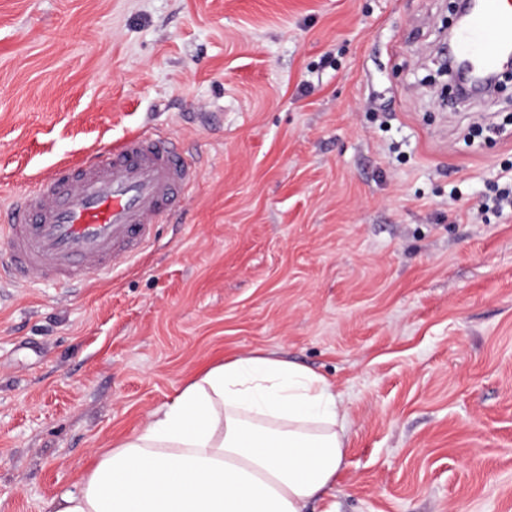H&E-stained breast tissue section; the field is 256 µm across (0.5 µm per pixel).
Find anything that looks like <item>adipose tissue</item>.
<instances>
[{
  "mask_svg": "<svg viewBox=\"0 0 512 512\" xmlns=\"http://www.w3.org/2000/svg\"><path fill=\"white\" fill-rule=\"evenodd\" d=\"M346 436L326 377L243 355L186 382L49 510L309 512L336 482Z\"/></svg>",
  "mask_w": 512,
  "mask_h": 512,
  "instance_id": "obj_1",
  "label": "adipose tissue"
}]
</instances>
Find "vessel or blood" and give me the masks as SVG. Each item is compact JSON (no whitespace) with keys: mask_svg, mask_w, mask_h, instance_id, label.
I'll return each mask as SVG.
<instances>
[{"mask_svg":"<svg viewBox=\"0 0 512 512\" xmlns=\"http://www.w3.org/2000/svg\"><path fill=\"white\" fill-rule=\"evenodd\" d=\"M512 47V0H480L452 51L469 68H494ZM198 171L161 132L137 133L112 144L106 157L58 166L12 200L0 223L6 272L82 284L102 277L150 244L161 223L196 185Z\"/></svg>","mask_w":512,"mask_h":512,"instance_id":"1","label":"vessel or blood"}]
</instances>
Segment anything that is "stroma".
<instances>
[{"label":"stroma","mask_w":512,"mask_h":512,"mask_svg":"<svg viewBox=\"0 0 512 512\" xmlns=\"http://www.w3.org/2000/svg\"><path fill=\"white\" fill-rule=\"evenodd\" d=\"M450 0H0V204L131 132L198 166L130 269L0 280V512L207 366L313 370L332 512H512V82L442 105Z\"/></svg>","instance_id":"1"}]
</instances>
